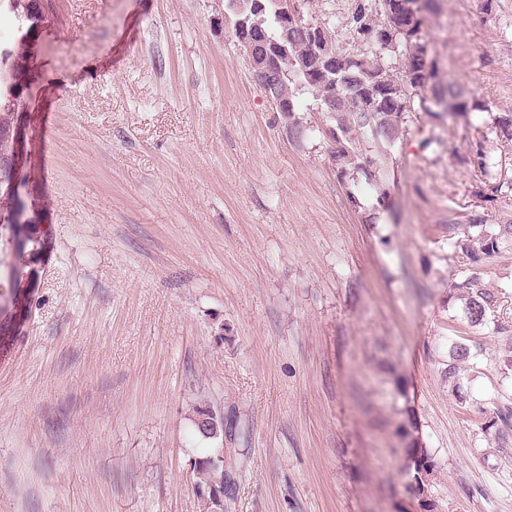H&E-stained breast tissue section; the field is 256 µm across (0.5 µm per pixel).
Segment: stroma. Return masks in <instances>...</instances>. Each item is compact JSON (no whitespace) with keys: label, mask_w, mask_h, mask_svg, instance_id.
I'll return each mask as SVG.
<instances>
[{"label":"stroma","mask_w":512,"mask_h":512,"mask_svg":"<svg viewBox=\"0 0 512 512\" xmlns=\"http://www.w3.org/2000/svg\"><path fill=\"white\" fill-rule=\"evenodd\" d=\"M481 4L437 0L426 38L444 81L512 112V0ZM28 67L30 222L0 224V512H199L206 404L237 452L228 512H512V437L487 428L512 405V248L475 268L485 324L448 297L449 210L505 211L458 161L483 113L413 114L369 221L326 113L300 96L290 138L224 0H51ZM408 417L435 462L419 489Z\"/></svg>","instance_id":"35a3bbf8"}]
</instances>
